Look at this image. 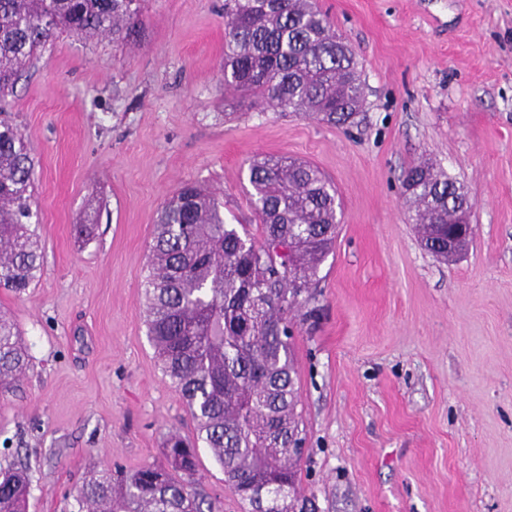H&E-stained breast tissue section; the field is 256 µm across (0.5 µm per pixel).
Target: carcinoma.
<instances>
[{"label": "carcinoma", "mask_w": 512, "mask_h": 512, "mask_svg": "<svg viewBox=\"0 0 512 512\" xmlns=\"http://www.w3.org/2000/svg\"><path fill=\"white\" fill-rule=\"evenodd\" d=\"M143 0H0V102L45 45L62 33L131 44L144 29ZM224 86L279 112L353 122L365 100L355 54L312 0H224ZM260 235L227 224L221 203L196 182L162 204L144 283L147 335L186 403L196 441L168 436L166 462L91 475L77 512H214L196 487L203 442L224 481L259 512H296L304 443L295 387L292 314L319 280L338 229L337 190L311 164L250 163ZM35 165L28 139L0 118V288L25 292L43 267L31 229ZM403 188L423 248L448 260V231L475 206L430 162L405 171ZM29 367L21 332L0 310V390ZM26 468L0 467V512H24Z\"/></svg>", "instance_id": "obj_1"}]
</instances>
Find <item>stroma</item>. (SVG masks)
<instances>
[{"label":"stroma","instance_id":"stroma-1","mask_svg":"<svg viewBox=\"0 0 512 512\" xmlns=\"http://www.w3.org/2000/svg\"><path fill=\"white\" fill-rule=\"evenodd\" d=\"M318 3L367 87L354 127L225 89L224 0H144L135 46L61 35L9 96L44 257L26 294L0 289L30 356L0 394V465L27 468L28 512H73L90 475L194 439L147 336L148 248L186 181L218 195L226 223L258 224V155L318 167L342 211L293 343L304 512H512V0ZM425 158L475 202L473 238L446 262L421 247L402 190ZM199 454L216 512H247Z\"/></svg>","mask_w":512,"mask_h":512}]
</instances>
